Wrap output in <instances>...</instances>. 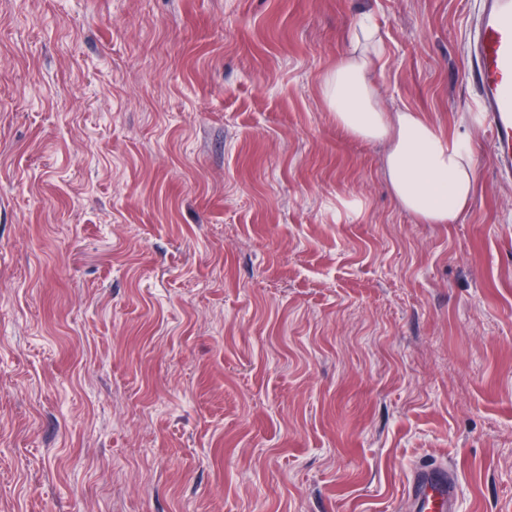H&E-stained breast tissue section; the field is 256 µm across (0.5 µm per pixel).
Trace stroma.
Listing matches in <instances>:
<instances>
[{"label": "stroma", "mask_w": 512, "mask_h": 512, "mask_svg": "<svg viewBox=\"0 0 512 512\" xmlns=\"http://www.w3.org/2000/svg\"><path fill=\"white\" fill-rule=\"evenodd\" d=\"M473 0H0V512H512V179ZM374 80L471 146L454 224L320 92ZM407 496L413 512H458V490L442 464L415 468L408 481Z\"/></svg>", "instance_id": "35a3bbf8"}]
</instances>
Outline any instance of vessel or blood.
Instances as JSON below:
<instances>
[{
    "label": "vessel or blood",
    "mask_w": 512,
    "mask_h": 512,
    "mask_svg": "<svg viewBox=\"0 0 512 512\" xmlns=\"http://www.w3.org/2000/svg\"><path fill=\"white\" fill-rule=\"evenodd\" d=\"M467 78L483 112L496 173L512 177V0H478L469 32ZM412 512H458V490L446 466L415 468L408 481Z\"/></svg>",
    "instance_id": "obj_1"
}]
</instances>
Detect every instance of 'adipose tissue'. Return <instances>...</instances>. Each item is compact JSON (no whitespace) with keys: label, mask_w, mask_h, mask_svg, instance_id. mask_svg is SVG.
<instances>
[{"label":"adipose tissue","mask_w":512,"mask_h":512,"mask_svg":"<svg viewBox=\"0 0 512 512\" xmlns=\"http://www.w3.org/2000/svg\"><path fill=\"white\" fill-rule=\"evenodd\" d=\"M379 29L362 17L348 49L325 74L321 92L336 124L348 135L385 141V170L398 204L423 224H453L472 201L475 154L420 112L387 111L371 79L383 59Z\"/></svg>","instance_id":"obj_1"}]
</instances>
